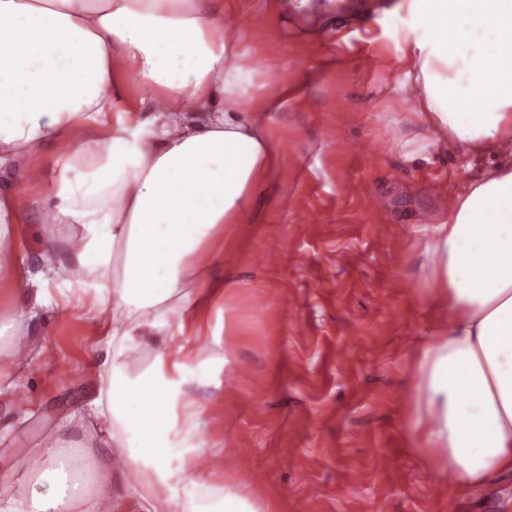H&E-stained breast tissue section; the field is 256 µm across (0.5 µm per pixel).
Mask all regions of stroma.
Returning a JSON list of instances; mask_svg holds the SVG:
<instances>
[{
  "label": "stroma",
  "mask_w": 512,
  "mask_h": 512,
  "mask_svg": "<svg viewBox=\"0 0 512 512\" xmlns=\"http://www.w3.org/2000/svg\"><path fill=\"white\" fill-rule=\"evenodd\" d=\"M223 2L243 20L235 35L254 85L288 88L272 115L284 162L251 223L222 225L203 246L206 306L169 315L195 353L188 390L202 407L177 440L221 459L206 483L264 512H512L511 475L453 490L404 427L427 322L415 226L449 208L463 180L456 149L420 170L391 146L413 132L391 122L412 109L396 50L408 19L389 17L381 45L354 35L339 47L274 24L270 0ZM52 153L20 191L18 234L23 268L52 304L27 320L29 350L0 357V487L28 500L48 487L26 461L56 436L95 429L88 404L102 382L90 357L104 355L108 332L73 278L43 271L46 256L68 259L67 226L41 221Z\"/></svg>",
  "instance_id": "1"
}]
</instances>
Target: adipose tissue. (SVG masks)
Wrapping results in <instances>:
<instances>
[{
    "label": "adipose tissue",
    "instance_id": "obj_1",
    "mask_svg": "<svg viewBox=\"0 0 512 512\" xmlns=\"http://www.w3.org/2000/svg\"><path fill=\"white\" fill-rule=\"evenodd\" d=\"M411 25L399 60L402 97L416 105L412 136L393 146L411 167L457 146L469 175L452 206L429 216L419 247L427 276L419 301L430 312L419 341L405 425L457 489L478 490L512 475V0H399ZM272 11L342 34L389 10L359 0H274ZM466 61V82L440 71ZM252 69L224 31L219 0H0V288L13 298L0 315V355L19 352L28 314L45 306L21 270L17 192L34 160L53 145L55 172L43 221L68 225V274L99 305L125 312L92 401L104 442L137 477L136 512H260L226 486L206 484L204 449L174 443L194 427L187 364L157 354L138 375L127 356L160 332L171 298L194 306L211 285L198 261L223 224H246L249 208L281 166L272 113L287 88L249 92ZM101 184L78 189L76 171ZM81 442L59 438L35 470L51 495L38 512H98L94 469L75 464ZM189 485L174 495L173 478Z\"/></svg>",
    "mask_w": 512,
    "mask_h": 512
}]
</instances>
